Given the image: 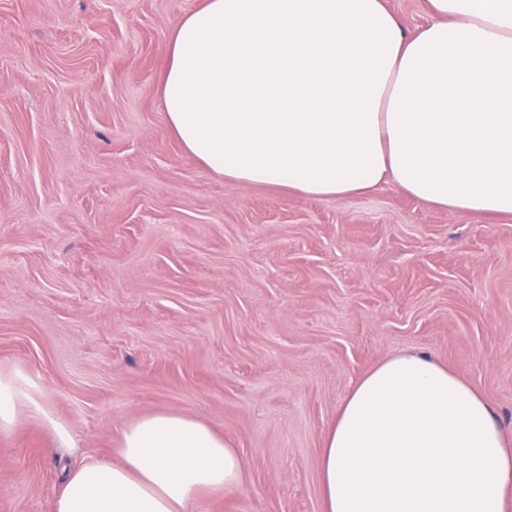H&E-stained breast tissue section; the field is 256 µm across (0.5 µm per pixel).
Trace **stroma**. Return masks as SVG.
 I'll return each instance as SVG.
<instances>
[{
	"label": "stroma",
	"mask_w": 512,
	"mask_h": 512,
	"mask_svg": "<svg viewBox=\"0 0 512 512\" xmlns=\"http://www.w3.org/2000/svg\"><path fill=\"white\" fill-rule=\"evenodd\" d=\"M199 3L0 0V373L35 379L46 411L0 431V512H54L65 467L117 460L159 412L246 461L241 490L195 512H321L339 405L408 350L512 439V215L392 182L340 200L225 182L160 103L164 46Z\"/></svg>",
	"instance_id": "1"
}]
</instances>
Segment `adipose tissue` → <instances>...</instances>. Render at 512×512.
Returning a JSON list of instances; mask_svg holds the SVG:
<instances>
[{
  "instance_id": "1",
  "label": "adipose tissue",
  "mask_w": 512,
  "mask_h": 512,
  "mask_svg": "<svg viewBox=\"0 0 512 512\" xmlns=\"http://www.w3.org/2000/svg\"><path fill=\"white\" fill-rule=\"evenodd\" d=\"M407 33L384 0H201L166 48L160 98L226 182L340 199L381 182L452 211L512 215V0H427ZM0 375V430L42 413ZM118 462L72 468L54 512H191L243 483L238 448L155 413ZM323 512H505L512 443L491 406L425 354L361 376L318 457Z\"/></svg>"
}]
</instances>
